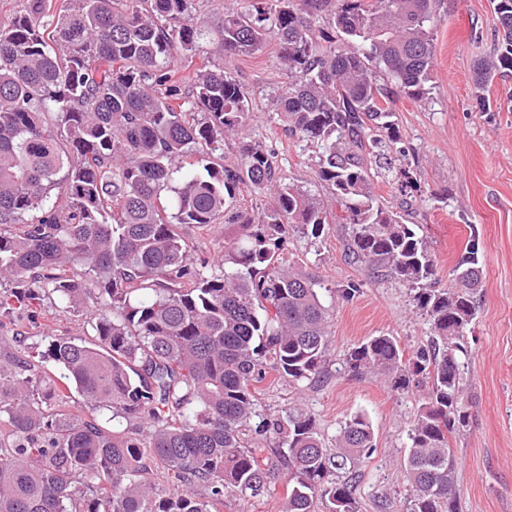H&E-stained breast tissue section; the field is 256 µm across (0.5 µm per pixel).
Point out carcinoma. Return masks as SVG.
<instances>
[{"mask_svg": "<svg viewBox=\"0 0 512 512\" xmlns=\"http://www.w3.org/2000/svg\"><path fill=\"white\" fill-rule=\"evenodd\" d=\"M196 2L22 0L0 24V284L14 285L0 292V312L34 317L52 294L61 310L98 308L92 341L54 337L37 365L0 362V512H212L226 494L263 497L280 480L285 512H314L318 499L329 512H357V467L375 448L366 416L347 420L334 448L300 410L262 418L272 448L241 438L267 369L296 382L323 371L329 310L286 244L290 226L317 238L327 224L348 225L346 255L407 285L430 322L428 344L408 362L395 338L375 336L345 367L397 393L425 387L404 460L411 512H456L448 435L466 425L477 252L458 262L455 287H435L409 202L385 206L371 172L373 161L408 153L398 96L422 103L432 93L438 0H236L211 51ZM493 4L497 50L474 69L483 108L484 87L512 71V0ZM270 32L287 78L277 111L315 147L334 209L278 181L275 152L260 143L213 162L251 104L211 56L252 54ZM196 57L187 84L178 63ZM245 185L271 202L237 211ZM226 221L240 231L218 270L190 263L181 226ZM48 365L60 383L44 379ZM74 390L84 416L66 410ZM116 418L144 429L116 430Z\"/></svg>", "mask_w": 512, "mask_h": 512, "instance_id": "cac0c4a2", "label": "carcinoma"}]
</instances>
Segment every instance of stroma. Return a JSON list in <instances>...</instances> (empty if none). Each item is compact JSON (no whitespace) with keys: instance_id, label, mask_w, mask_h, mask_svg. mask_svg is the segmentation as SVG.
Masks as SVG:
<instances>
[{"instance_id":"obj_1","label":"stroma","mask_w":512,"mask_h":512,"mask_svg":"<svg viewBox=\"0 0 512 512\" xmlns=\"http://www.w3.org/2000/svg\"><path fill=\"white\" fill-rule=\"evenodd\" d=\"M497 40L492 0H442L435 18L431 98L420 104L401 97L393 106L409 150L401 164L416 181L409 220L419 225L435 260L439 287L452 286L467 247H476L483 270L480 305L467 330V422L449 437L458 460L459 512H512V74L486 88L485 110L476 103L472 81L475 61L492 54ZM277 56L271 36L261 51L225 61V71L249 93L254 110L242 134L225 140L224 158L235 160L242 142H261L275 150L281 182L329 200L315 178L312 148L291 137L286 119L272 109L285 82ZM237 230L234 224L183 225L191 262L221 256L225 240ZM346 238L339 224L326 225L316 239L289 231L290 259L324 289L331 335L320 377L307 385L269 371L260 385L258 412L303 410L330 448L347 419L365 415L376 448L358 467L353 490L358 512H410L403 462L419 396L394 392L369 374H349L344 361L352 347L383 335L395 337L405 357H412L426 344L430 326L406 286L392 278L370 280L364 266L346 261ZM353 283L358 292L343 298L342 290ZM88 318L82 306L59 311L52 295L37 316L0 315V360L30 354L48 336L91 339Z\"/></svg>"}]
</instances>
